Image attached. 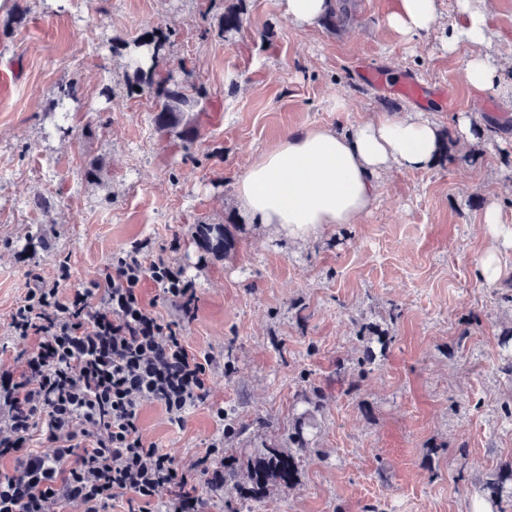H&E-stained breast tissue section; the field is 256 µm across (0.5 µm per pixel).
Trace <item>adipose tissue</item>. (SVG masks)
<instances>
[{"label": "adipose tissue", "instance_id": "obj_1", "mask_svg": "<svg viewBox=\"0 0 512 512\" xmlns=\"http://www.w3.org/2000/svg\"><path fill=\"white\" fill-rule=\"evenodd\" d=\"M459 2L465 21L448 48L473 47L464 78L476 89H492L497 64L482 51L490 42L487 0ZM437 16V0H399L388 25L400 36H420L432 30ZM439 144L435 124L411 114L371 120L347 134L307 128L286 135L248 166L237 199L259 223L304 240L327 224L357 223L377 197V175L426 168Z\"/></svg>", "mask_w": 512, "mask_h": 512}]
</instances>
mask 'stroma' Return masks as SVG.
I'll list each match as a JSON object with an SVG mask.
<instances>
[{
  "label": "stroma",
  "mask_w": 512,
  "mask_h": 512,
  "mask_svg": "<svg viewBox=\"0 0 512 512\" xmlns=\"http://www.w3.org/2000/svg\"><path fill=\"white\" fill-rule=\"evenodd\" d=\"M492 2L487 51L501 66L479 91L463 78L468 48L447 49L458 0H439L435 27L407 40L388 26L397 0H356L336 29L296 26L280 0H0V71L16 72L0 85V363L26 346L9 323L32 275L53 278L64 261L70 286L85 288L147 240L184 266L198 295L187 341L218 364L183 428L143 403L146 439L191 466L223 441L216 411L232 408L252 426L237 445L244 466L287 434L304 381L323 390L295 484L245 504L213 497L206 512H475V480L512 463L500 347L512 253L497 280L480 264L497 244L487 209L512 225V0ZM236 6L242 28L219 33ZM161 26L177 33L165 71L192 70L209 92L189 142L157 129L155 101L127 92L115 51ZM367 66L446 95L412 102L368 83ZM69 83L62 117L56 94ZM418 111L440 129L438 156L380 175L357 223L294 241L240 206V175L288 133ZM462 113L483 121L464 143ZM203 222L225 226L229 252L206 250ZM365 325L389 341L351 395Z\"/></svg>",
  "instance_id": "1"
}]
</instances>
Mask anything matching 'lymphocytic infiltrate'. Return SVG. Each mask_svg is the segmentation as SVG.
I'll list each match as a JSON object with an SVG mask.
<instances>
[{
    "label": "lymphocytic infiltrate",
    "mask_w": 512,
    "mask_h": 512,
    "mask_svg": "<svg viewBox=\"0 0 512 512\" xmlns=\"http://www.w3.org/2000/svg\"><path fill=\"white\" fill-rule=\"evenodd\" d=\"M36 275L10 322L32 339L14 365L0 369V512H105L124 499L125 512H198L200 486L222 484L224 465L211 446L191 468L148 441L140 427L144 401L161 404L183 427L209 392L216 363L184 336L197 291L184 269L149 243L117 256L88 288ZM182 313L176 321L145 304L144 280ZM50 443L42 454L36 440Z\"/></svg>",
    "instance_id": "obj_1"
}]
</instances>
